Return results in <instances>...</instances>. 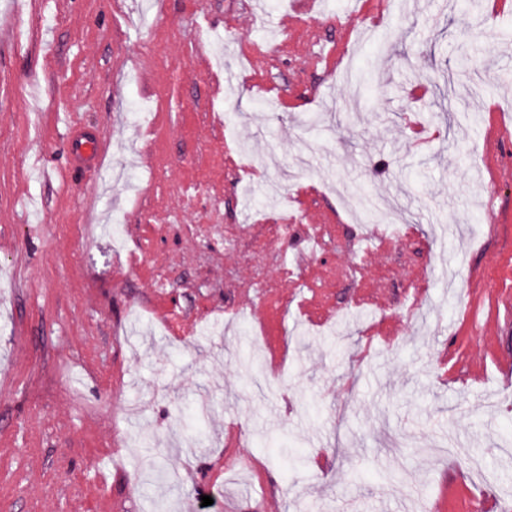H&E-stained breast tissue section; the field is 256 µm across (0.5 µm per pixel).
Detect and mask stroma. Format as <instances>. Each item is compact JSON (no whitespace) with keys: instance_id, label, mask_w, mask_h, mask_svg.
<instances>
[{"instance_id":"stroma-1","label":"stroma","mask_w":512,"mask_h":512,"mask_svg":"<svg viewBox=\"0 0 512 512\" xmlns=\"http://www.w3.org/2000/svg\"><path fill=\"white\" fill-rule=\"evenodd\" d=\"M251 3L0 0V512H189L204 495L203 512H477L485 494L512 512V85L494 80L512 0H403L365 39L377 0H273L263 29ZM201 27L237 49L209 76ZM348 43L366 86L316 62ZM472 44L488 52L463 65ZM410 113L437 133L424 147ZM98 133L102 166L71 167V137ZM244 140L242 177L225 161ZM361 191L400 200L414 231L368 239ZM115 211L143 257L124 274L83 236ZM273 239L279 256L250 263ZM257 326L288 344L275 396ZM233 423L242 473L225 468Z\"/></svg>"}]
</instances>
